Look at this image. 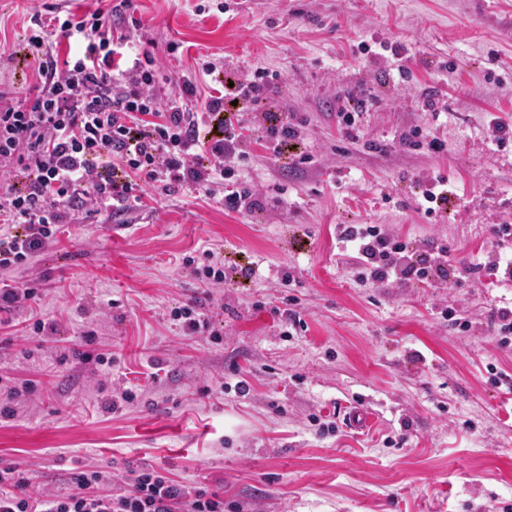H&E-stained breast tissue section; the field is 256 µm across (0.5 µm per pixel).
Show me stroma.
<instances>
[{"label":"stroma","mask_w":512,"mask_h":512,"mask_svg":"<svg viewBox=\"0 0 512 512\" xmlns=\"http://www.w3.org/2000/svg\"><path fill=\"white\" fill-rule=\"evenodd\" d=\"M119 2L0 0V86L35 81L33 13ZM123 14L157 59L161 98L189 78L201 108L202 59L226 76L279 73L269 105L294 115L309 160L289 168L252 133L243 173L259 210L146 186L129 213L69 215L5 274L34 296L0 326V410H17L0 417V466L29 469L37 497L78 471L119 486L152 468L237 512H512V334L493 330L512 311L499 273L512 236L492 233L512 224V0H132ZM355 97L369 104L351 141L338 114ZM415 128L446 152L401 147ZM438 178L448 208L430 216L414 186ZM341 224L445 246L468 271L424 288L361 282ZM207 250L234 274L224 287L194 272ZM190 302L212 334L173 320ZM126 389L133 402L108 410ZM356 407L366 430L346 422Z\"/></svg>","instance_id":"35a3bbf8"}]
</instances>
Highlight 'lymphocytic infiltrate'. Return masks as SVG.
Segmentation results:
<instances>
[{
	"mask_svg": "<svg viewBox=\"0 0 512 512\" xmlns=\"http://www.w3.org/2000/svg\"><path fill=\"white\" fill-rule=\"evenodd\" d=\"M62 43L76 52L60 56ZM36 74L25 94L0 90V272L19 266L52 242L69 212L85 208L122 214L141 202L145 184L168 191L179 184L218 198L225 210L256 205L236 178L244 111L277 158L299 137L290 117L265 106L270 74L218 84L200 110L184 80L167 99L155 92L154 57L119 31L102 10L38 22L28 38ZM341 242L357 251L371 283L455 278L446 248H409L376 224H343ZM109 472L74 473L71 490L31 496L32 476L19 466L0 468V512H224V498L193 490L152 469L130 472L120 493L108 492Z\"/></svg>",
	"mask_w": 512,
	"mask_h": 512,
	"instance_id": "1",
	"label": "lymphocytic infiltrate"
}]
</instances>
